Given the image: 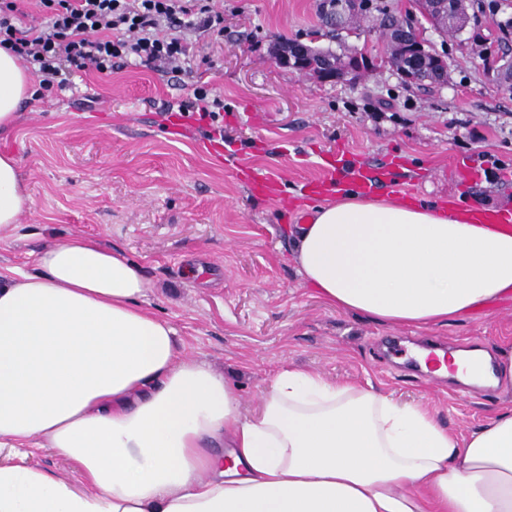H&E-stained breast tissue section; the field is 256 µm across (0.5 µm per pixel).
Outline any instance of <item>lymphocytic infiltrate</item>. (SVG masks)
Segmentation results:
<instances>
[{
  "mask_svg": "<svg viewBox=\"0 0 512 512\" xmlns=\"http://www.w3.org/2000/svg\"><path fill=\"white\" fill-rule=\"evenodd\" d=\"M45 24L23 25L17 0H0V48L28 64L38 96L69 86L73 74L108 76L132 58L161 71L193 56L201 39L224 34L216 0H38Z\"/></svg>",
  "mask_w": 512,
  "mask_h": 512,
  "instance_id": "obj_1",
  "label": "lymphocytic infiltrate"
}]
</instances>
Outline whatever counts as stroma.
I'll list each match as a JSON object with an SVG mask.
<instances>
[{
    "instance_id": "obj_1",
    "label": "stroma",
    "mask_w": 512,
    "mask_h": 512,
    "mask_svg": "<svg viewBox=\"0 0 512 512\" xmlns=\"http://www.w3.org/2000/svg\"><path fill=\"white\" fill-rule=\"evenodd\" d=\"M468 3L466 35H439L413 0H373L332 39L316 34L320 0H224L223 39L202 42L177 71L118 63L111 75L89 71L23 101L0 152L17 158L34 206L0 238V267L31 272L42 247L103 240L154 283L146 307L174 327L180 356L231 378L244 409L277 371L298 368L422 404L447 429L470 433L501 405L500 390L431 380L411 350L511 344L512 298L442 327L392 328L306 286L292 233L323 200L307 183L344 188L365 165L384 170L377 197L512 212V94L492 77L503 43L487 25L490 14L511 17L512 0ZM384 8L447 57L446 87L418 89L384 65ZM283 38L370 63L356 78L324 82L274 62ZM200 83L221 101L223 136H203L178 111ZM256 177L274 193L254 194ZM19 462L85 486L52 449L19 457L0 447V464Z\"/></svg>"
}]
</instances>
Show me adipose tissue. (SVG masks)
<instances>
[{
    "instance_id": "1",
    "label": "adipose tissue",
    "mask_w": 512,
    "mask_h": 512,
    "mask_svg": "<svg viewBox=\"0 0 512 512\" xmlns=\"http://www.w3.org/2000/svg\"><path fill=\"white\" fill-rule=\"evenodd\" d=\"M31 84L0 49V132ZM33 205L0 153V233ZM294 244L325 302L384 325L436 327L512 298L506 211L345 190ZM36 265L0 270V447L54 449L87 487L0 464V512H512V404L457 436L423 405L286 369L246 412L230 378L177 360L175 329L144 305L153 284L125 255L75 238ZM452 361L512 393V348L495 365L478 349Z\"/></svg>"
}]
</instances>
